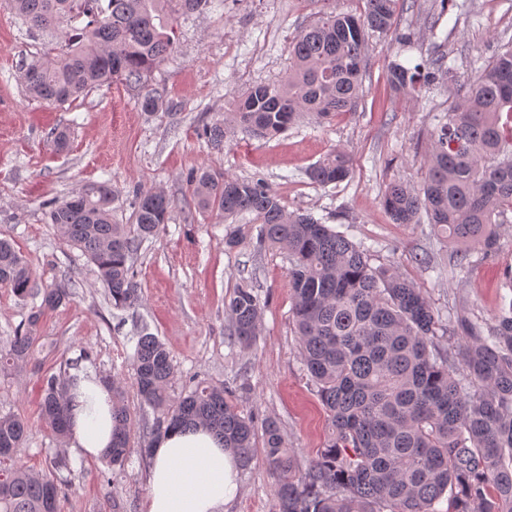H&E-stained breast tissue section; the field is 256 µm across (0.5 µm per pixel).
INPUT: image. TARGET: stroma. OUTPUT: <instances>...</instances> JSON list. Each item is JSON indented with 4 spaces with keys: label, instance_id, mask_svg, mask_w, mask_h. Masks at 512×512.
Returning a JSON list of instances; mask_svg holds the SVG:
<instances>
[{
    "label": "stroma",
    "instance_id": "obj_1",
    "mask_svg": "<svg viewBox=\"0 0 512 512\" xmlns=\"http://www.w3.org/2000/svg\"><path fill=\"white\" fill-rule=\"evenodd\" d=\"M415 0L398 10L396 34H373L367 46L363 93L354 115L325 124L301 118L266 139L234 130L221 146L207 139L206 126L223 121L235 100L256 83H280L291 64L289 46L317 22L324 7L355 13L362 0H224L218 12L181 18L174 53L149 77L147 90L162 108L142 111V90L118 83L95 88L73 103L48 105L27 97L17 66L39 51L40 40L20 29L14 14L0 7V239L8 240L44 283L76 276L72 296L40 319L34 356L22 371L0 372V410L28 425L22 454L30 468L45 470L62 454L82 469L60 512H144L150 461L132 455L124 468H110L71 446H59L41 419V380L66 363L89 355V365L125 380V402L133 419L132 448L151 438L152 412L142 411L131 380L129 356L137 324H147L173 360L169 386L178 397L192 379L230 389L239 410L277 420L298 459L308 461L326 435V415L306 376L294 334L288 288V258L260 247L257 226L245 214L219 224L198 209L185 181L190 170L210 168L242 179H263L288 211L312 214L374 250L373 265L394 264L423 288L439 314L464 303L493 317L512 301L504 273L512 267V223L500 228L501 248L492 257L473 251L467 278L438 276L454 250L428 222L392 223L380 197L402 181L419 186L433 116L452 102L447 83L414 94H398L388 83V66L419 63L432 48L448 55L460 79L471 73L469 58L491 59L512 42V0ZM63 130L67 145L47 142L49 129ZM335 150L349 154L352 175L327 186L312 182L309 166ZM111 180L112 221L132 224L136 192L164 190L173 200L170 220L146 241L134 259L139 305L116 309L105 284L82 253L49 224L44 202L64 199L90 182ZM235 229L238 244L224 235ZM427 254L432 267L416 263ZM267 297L262 333L248 351L229 343L224 303L243 283ZM241 494L223 512H276L274 484L263 449L241 468Z\"/></svg>",
    "mask_w": 512,
    "mask_h": 512
}]
</instances>
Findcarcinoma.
Returning a JSON list of instances; mask_svg holds the SVG:
<instances>
[{
    "mask_svg": "<svg viewBox=\"0 0 512 512\" xmlns=\"http://www.w3.org/2000/svg\"><path fill=\"white\" fill-rule=\"evenodd\" d=\"M32 36L47 37L35 56L19 64L28 97L54 105L74 101L95 86L144 84L174 50L177 19L224 6V0H0ZM363 12H330L292 42L286 81L249 88L205 128L212 144L225 130L273 137L306 115L317 122L356 110L362 95L368 33L397 25L399 0H364ZM458 83L445 56L431 52L407 67L394 62L388 80L397 91L418 92L438 80L456 100L438 117L427 153V175L414 191L389 183L382 204L396 224H416L420 213L455 245L449 270L469 273V248L498 247L499 226L512 214V46ZM350 159L336 151L314 164L321 185L344 181ZM187 181L200 209L224 220L255 215L260 241L288 256L292 318L301 360L327 413L324 446L303 464L288 450L278 423L258 434L253 419L224 396L225 387L192 382L176 400L170 352L146 325L130 356L141 403L156 415L153 431L205 426L241 465L262 437L274 478L277 512H434L443 495L450 512H512V302L487 320L472 310L453 312L463 344L440 347L438 315L430 300L399 268L373 266L372 254L346 234L309 214L289 212L261 179L222 171L192 172ZM112 184L84 185L48 203L57 232L97 268L116 308L141 302L133 255L168 223L172 200L147 191L134 201V224L112 223ZM0 286L22 299H41L0 347V370H20L32 359L41 314L72 294V277L38 283L18 251L0 240ZM224 310L233 346L251 348L261 333L265 301L240 285ZM64 377L42 380L43 417L59 442L69 436L72 387L78 365ZM112 398V443L103 460H130L132 418L124 404V378H102ZM27 425L0 412V512H59L78 476L55 457L36 472L20 462Z\"/></svg>",
    "mask_w": 512,
    "mask_h": 512,
    "instance_id": "cac0c4a2",
    "label": "carcinoma"
}]
</instances>
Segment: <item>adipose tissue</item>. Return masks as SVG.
<instances>
[{"instance_id": "ef3b65f1", "label": "adipose tissue", "mask_w": 512, "mask_h": 512, "mask_svg": "<svg viewBox=\"0 0 512 512\" xmlns=\"http://www.w3.org/2000/svg\"><path fill=\"white\" fill-rule=\"evenodd\" d=\"M111 394L96 374L82 377L75 392L70 442L90 458L112 441ZM239 464L210 430L162 434L155 443L145 512H221L238 494Z\"/></svg>"}]
</instances>
